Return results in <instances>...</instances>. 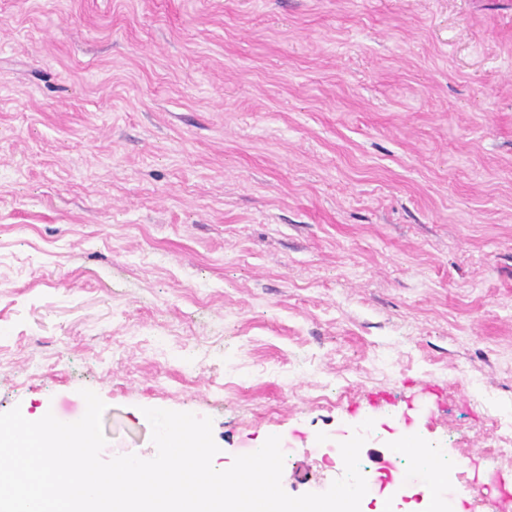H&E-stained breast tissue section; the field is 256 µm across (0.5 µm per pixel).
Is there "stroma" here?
<instances>
[{
    "instance_id": "1",
    "label": "stroma",
    "mask_w": 512,
    "mask_h": 512,
    "mask_svg": "<svg viewBox=\"0 0 512 512\" xmlns=\"http://www.w3.org/2000/svg\"><path fill=\"white\" fill-rule=\"evenodd\" d=\"M212 420L281 484L403 414L499 474L512 411V0H0V413Z\"/></svg>"
}]
</instances>
